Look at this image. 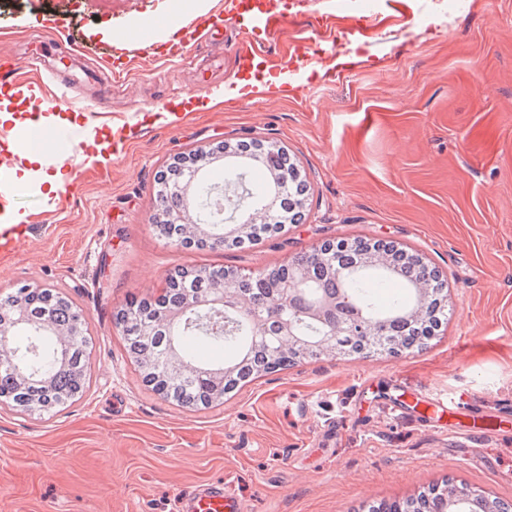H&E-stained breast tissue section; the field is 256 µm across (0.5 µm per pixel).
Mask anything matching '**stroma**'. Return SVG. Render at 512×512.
<instances>
[{
  "label": "stroma",
  "instance_id": "obj_1",
  "mask_svg": "<svg viewBox=\"0 0 512 512\" xmlns=\"http://www.w3.org/2000/svg\"><path fill=\"white\" fill-rule=\"evenodd\" d=\"M328 0H282L265 46L279 73L295 46L358 71L341 83L301 72L300 92L224 100L244 72L234 26L183 58L136 44L126 83L100 56L48 40L60 14L76 38L152 18L159 0H0V78L46 55L70 97L137 113L106 159L75 163L59 209L37 187L15 203L30 234L0 255V292L55 288L85 315L92 375L62 412L0 406V512H176L177 498L223 481L245 512H365L374 501L453 485L512 502V0H358L343 37H317ZM219 98V105L203 103ZM222 139L288 150L309 186L305 219L244 250L189 251L157 235L156 176L169 157ZM363 236L420 253L446 280L448 324L422 351L323 356L191 411L143 382L115 315L159 297L175 270H265L328 240ZM448 406H435L438 398Z\"/></svg>",
  "mask_w": 512,
  "mask_h": 512
}]
</instances>
